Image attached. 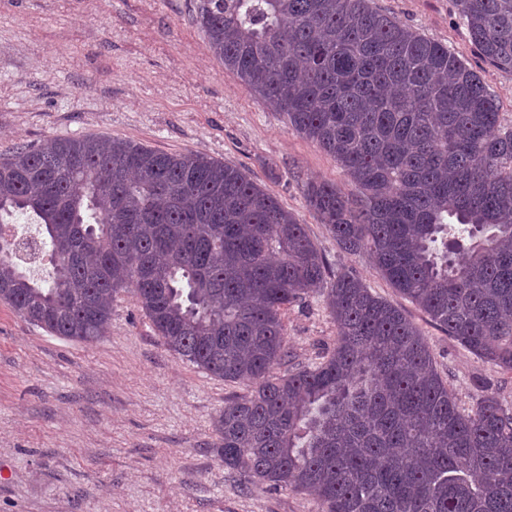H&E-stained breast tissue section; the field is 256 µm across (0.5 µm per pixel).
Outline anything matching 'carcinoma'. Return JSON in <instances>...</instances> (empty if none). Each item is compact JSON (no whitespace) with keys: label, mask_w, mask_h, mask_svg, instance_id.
<instances>
[{"label":"carcinoma","mask_w":512,"mask_h":512,"mask_svg":"<svg viewBox=\"0 0 512 512\" xmlns=\"http://www.w3.org/2000/svg\"><path fill=\"white\" fill-rule=\"evenodd\" d=\"M480 53L512 72V0H455ZM224 69L287 116L359 189L304 185L346 254L474 355L512 370V120L484 80L372 0H199ZM29 213L54 273L0 237V302L54 336L106 334L129 292L166 349L249 380L214 418L224 467L314 493L325 512H512V409L469 412L402 310L335 271L304 225L240 169L114 138L0 153V225ZM328 284L336 347L288 360L284 314Z\"/></svg>","instance_id":"1"}]
</instances>
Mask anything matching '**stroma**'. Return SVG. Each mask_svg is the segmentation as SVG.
Masks as SVG:
<instances>
[{
  "label": "stroma",
  "instance_id": "stroma-1",
  "mask_svg": "<svg viewBox=\"0 0 512 512\" xmlns=\"http://www.w3.org/2000/svg\"><path fill=\"white\" fill-rule=\"evenodd\" d=\"M447 45L512 120V72L478 52L452 0H373ZM197 0H0V153L82 135L237 166L294 213L333 269H353L426 337L459 404L490 391L512 404V372L463 348L401 296L369 256L352 257L307 206L311 180L356 187L332 156L265 108L225 70L194 21ZM284 376L336 343L326 293L284 316ZM169 353L135 298L112 306L107 335H51L0 303V512H322L289 488L242 489L212 449L226 400L251 393Z\"/></svg>",
  "mask_w": 512,
  "mask_h": 512
}]
</instances>
